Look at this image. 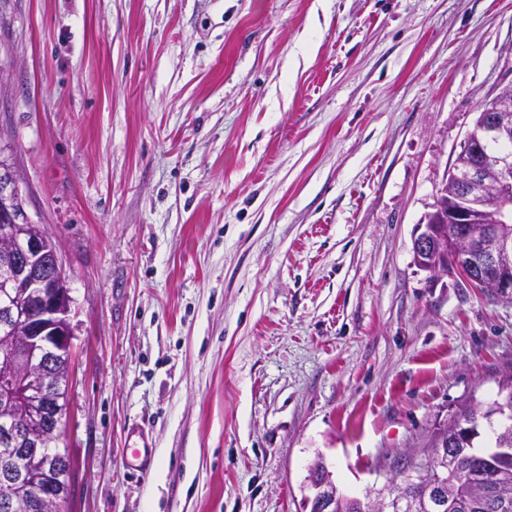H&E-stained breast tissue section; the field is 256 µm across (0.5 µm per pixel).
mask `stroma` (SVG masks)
I'll return each mask as SVG.
<instances>
[{"label": "stroma", "mask_w": 512, "mask_h": 512, "mask_svg": "<svg viewBox=\"0 0 512 512\" xmlns=\"http://www.w3.org/2000/svg\"><path fill=\"white\" fill-rule=\"evenodd\" d=\"M511 83L512 0H0V139L72 297L66 512H308L319 458L362 498L494 398L512 301L412 248ZM484 404L483 402H479L474 400V398H467L463 402H461L457 408V410L453 413V416L451 415L450 419L448 420V429L447 425L444 429V436L442 440H447V435H451L453 432L452 429V423L457 421H465V422H471L475 426L478 427V424L481 422L486 421L490 424V420H486L483 416V410H484ZM486 420V421H485ZM446 436V437H445ZM132 436L138 439L134 440L133 448H126L128 467L133 473L146 477L153 467L154 450L139 430L133 431Z\"/></svg>", "instance_id": "stroma-1"}]
</instances>
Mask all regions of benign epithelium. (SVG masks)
<instances>
[{
    "label": "benign epithelium",
    "mask_w": 512,
    "mask_h": 512,
    "mask_svg": "<svg viewBox=\"0 0 512 512\" xmlns=\"http://www.w3.org/2000/svg\"><path fill=\"white\" fill-rule=\"evenodd\" d=\"M488 141H512V88L505 87L481 110L474 129L463 142L456 161L448 168L425 223L414 238V263L435 275H460L474 288L487 291L500 300L512 299V226L506 218L512 213V154H490ZM20 192L15 168L0 171V200L8 201ZM0 254L7 267L6 285L15 289L16 306L0 314V323L21 337L27 354L18 361L15 341L0 338V390L13 387L21 374L27 376L26 394L31 409L21 426L0 428V444L12 449L13 473L23 479L22 463L35 457L47 440L60 442L66 409L56 392L69 378L72 344L69 323L72 298L66 288L56 245L46 236L28 212L12 224H0ZM443 446L404 470L406 480L424 476L433 461H442ZM40 481L29 486L28 496L15 492L9 481L0 491L3 512H23L26 501L37 500L45 512H63L70 489L56 488L51 476L67 475L65 457L41 465ZM312 495L306 498L310 512H336V484L322 460L310 468ZM362 512H384L404 507L399 491L384 499L355 498Z\"/></svg>",
    "instance_id": "benign-epithelium-1"
}]
</instances>
